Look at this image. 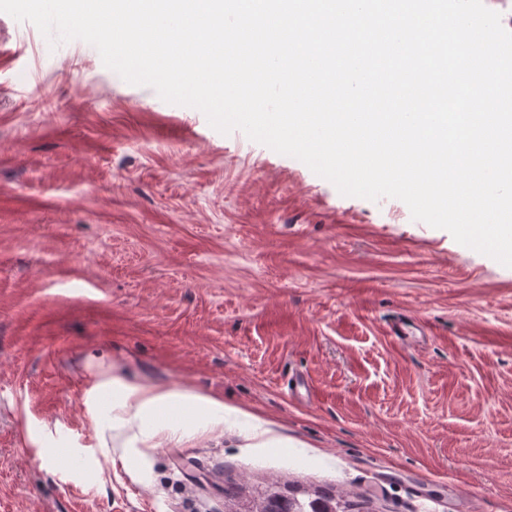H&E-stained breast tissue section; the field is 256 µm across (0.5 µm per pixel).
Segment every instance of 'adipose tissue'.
Wrapping results in <instances>:
<instances>
[{
  "label": "adipose tissue",
  "instance_id": "1",
  "mask_svg": "<svg viewBox=\"0 0 512 512\" xmlns=\"http://www.w3.org/2000/svg\"><path fill=\"white\" fill-rule=\"evenodd\" d=\"M87 421L99 447L112 445L113 429L131 426V448L203 440L223 430L236 416L223 401L193 390L158 385H132L112 370H104L88 390Z\"/></svg>",
  "mask_w": 512,
  "mask_h": 512
}]
</instances>
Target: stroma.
Wrapping results in <instances>:
<instances>
[{
	"label": "stroma",
	"mask_w": 512,
	"mask_h": 512,
	"mask_svg": "<svg viewBox=\"0 0 512 512\" xmlns=\"http://www.w3.org/2000/svg\"><path fill=\"white\" fill-rule=\"evenodd\" d=\"M400 314L422 337L390 335ZM104 366L241 414L103 455L84 398ZM64 444L81 469L31 464ZM264 489L512 512V268L0 13V512Z\"/></svg>",
	"instance_id": "stroma-1"
}]
</instances>
